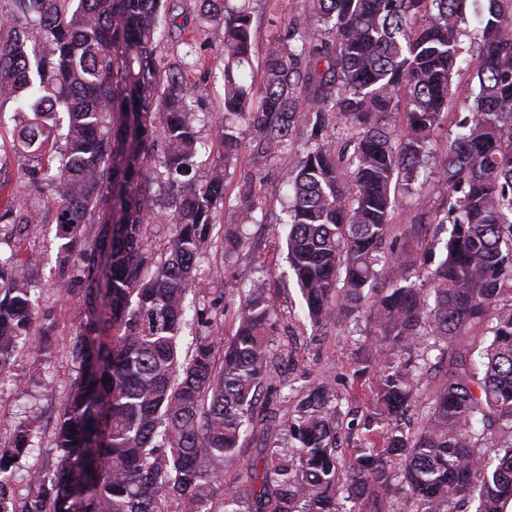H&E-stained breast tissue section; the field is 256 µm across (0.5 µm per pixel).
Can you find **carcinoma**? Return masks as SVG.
<instances>
[{
  "instance_id": "obj_1",
  "label": "carcinoma",
  "mask_w": 512,
  "mask_h": 512,
  "mask_svg": "<svg viewBox=\"0 0 512 512\" xmlns=\"http://www.w3.org/2000/svg\"><path fill=\"white\" fill-rule=\"evenodd\" d=\"M176 0H8L0 7V101L18 103L12 148L51 201L6 207L21 235L56 225L63 275L79 284L78 363L59 416L57 466L33 470L23 500L0 482V512H503L512 500V0H488L461 27L468 0H315L314 23H287L260 78L250 64L248 0H200L224 61V112L214 119L224 166L237 158V122L261 153L306 134L285 175L288 262L313 326L364 314L357 373L375 375L372 419L344 461L339 402L323 380L292 414L258 419L276 323L269 287L243 291L235 335L208 336L183 356L186 298L212 245L223 166L197 178L201 83L183 65L161 69L156 38ZM331 25L333 38L315 26ZM476 47L463 57L461 37ZM478 92L448 120L453 78ZM305 105L299 106L298 94ZM452 122L437 147L431 135ZM348 138L336 146L335 129ZM439 159L438 208L393 233L399 200ZM174 224L149 256L155 214ZM98 224L91 242L82 226ZM447 238H430L432 225ZM35 293L24 264L0 259V371L32 339ZM448 363L431 395L423 367ZM423 409L407 432L404 411ZM260 429L247 484L224 493V463ZM17 426L0 448V479L31 453ZM221 507L215 508V498Z\"/></svg>"
}]
</instances>
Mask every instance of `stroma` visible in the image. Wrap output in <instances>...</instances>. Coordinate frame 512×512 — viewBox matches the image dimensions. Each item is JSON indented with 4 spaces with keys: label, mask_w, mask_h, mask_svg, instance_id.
<instances>
[{
    "label": "stroma",
    "mask_w": 512,
    "mask_h": 512,
    "mask_svg": "<svg viewBox=\"0 0 512 512\" xmlns=\"http://www.w3.org/2000/svg\"><path fill=\"white\" fill-rule=\"evenodd\" d=\"M199 9L198 0H186L184 15L196 27L192 45L160 34L157 57L165 64L192 52L198 66L189 71V79H208L202 110L219 113L223 110L224 65L209 44L206 32L196 26ZM252 12L253 60L258 63L272 50L285 24L311 16L313 2L253 0ZM8 133V127L0 126V206H19L35 198L36 193L23 174V161L9 147ZM242 138L241 154L225 172L227 198L217 222L223 230L241 233L244 244L234 248L219 240L203 254L199 274L205 282L200 292L188 296L192 324L184 329L181 344L190 346L200 336L211 337L218 343L230 340L241 290L257 279L266 280L278 322L270 338L271 375L278 394L271 402H258L256 414L284 417L294 410L303 387L314 379H327L343 392L357 380L364 387H371L375 378L370 374L360 378L355 375L356 358L367 333L365 321L353 320L340 328H315L304 318L300 296L293 285L286 260L285 233L280 224L279 188L283 173L297 165L303 154L302 135L294 134L288 148L271 149L263 158L258 157L250 132H243ZM255 167L264 176L263 185L256 192L257 221L244 224L239 220V190L249 170ZM445 191L436 166L422 170L414 195L405 198L396 213V223L406 224L413 212L435 207ZM59 245L54 225L32 224L24 235L18 236L11 225L0 223V258L14 255L23 261L38 297L32 333L50 335L48 344L41 349L19 346L9 368L0 372V448L11 443L19 424H33L36 433L33 453L21 457L14 470V491L20 498L27 491L29 469H55L54 436L59 414L77 374L69 344L78 327L79 286L58 273Z\"/></svg>",
    "instance_id": "1"
}]
</instances>
